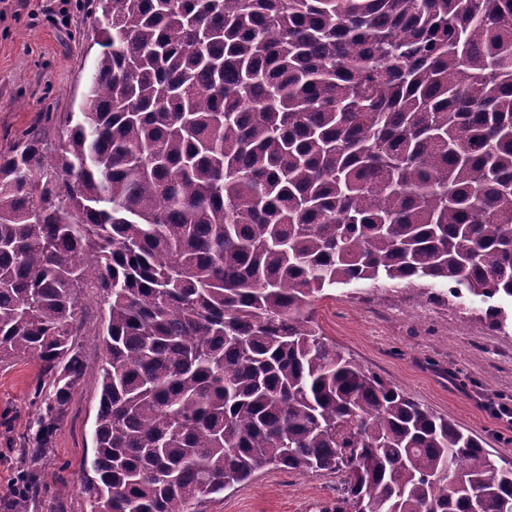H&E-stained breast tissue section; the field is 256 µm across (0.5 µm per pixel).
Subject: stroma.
<instances>
[{"label":"stroma","instance_id":"obj_1","mask_svg":"<svg viewBox=\"0 0 512 512\" xmlns=\"http://www.w3.org/2000/svg\"><path fill=\"white\" fill-rule=\"evenodd\" d=\"M97 13L86 0H0V154L39 122L46 107L79 111L100 51ZM436 300L417 288H370L359 283L326 289L313 320L328 342L365 370L478 437L492 455L512 460V329L491 330L478 312ZM101 309L87 293L78 338L88 363L62 413L53 442L35 466L25 450L35 433L40 388L47 378L37 360L0 362V512H9L16 478L30 470L31 512H90L83 466L93 455L99 405L97 336ZM334 474L298 475L263 468L246 483L214 495L204 512H321L336 501Z\"/></svg>","mask_w":512,"mask_h":512}]
</instances>
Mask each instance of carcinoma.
Returning a JSON list of instances; mask_svg holds the SVG:
<instances>
[{"instance_id": "obj_1", "label": "carcinoma", "mask_w": 512, "mask_h": 512, "mask_svg": "<svg viewBox=\"0 0 512 512\" xmlns=\"http://www.w3.org/2000/svg\"><path fill=\"white\" fill-rule=\"evenodd\" d=\"M97 2L91 119L0 154V361L48 378L33 451L85 376L88 289L90 512H202L264 467L341 475L335 512H512L511 460L313 321L336 284L424 279L507 325L512 0Z\"/></svg>"}]
</instances>
